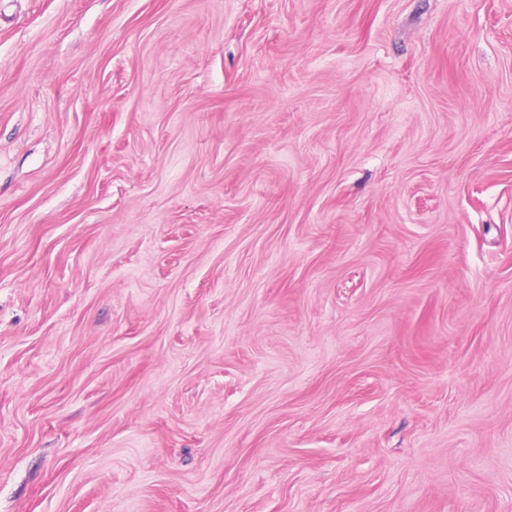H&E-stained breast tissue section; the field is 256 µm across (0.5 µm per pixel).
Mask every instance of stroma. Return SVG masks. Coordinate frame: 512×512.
<instances>
[{
	"label": "stroma",
	"mask_w": 512,
	"mask_h": 512,
	"mask_svg": "<svg viewBox=\"0 0 512 512\" xmlns=\"http://www.w3.org/2000/svg\"><path fill=\"white\" fill-rule=\"evenodd\" d=\"M0 512H512V0H0Z\"/></svg>",
	"instance_id": "35a3bbf8"
}]
</instances>
